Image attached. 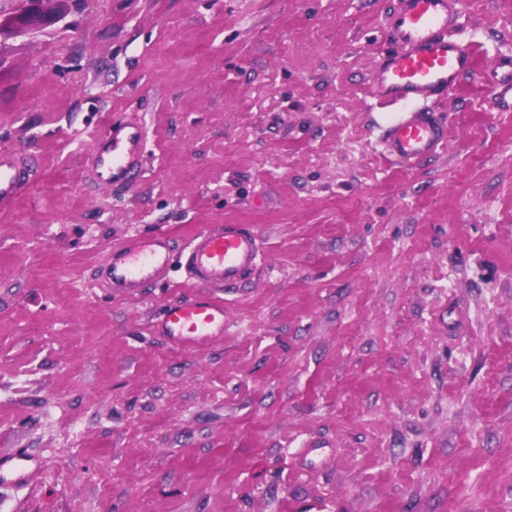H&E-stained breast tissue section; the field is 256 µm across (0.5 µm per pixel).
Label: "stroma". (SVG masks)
<instances>
[{"label": "stroma", "instance_id": "stroma-1", "mask_svg": "<svg viewBox=\"0 0 512 512\" xmlns=\"http://www.w3.org/2000/svg\"><path fill=\"white\" fill-rule=\"evenodd\" d=\"M394 0H71L0 39V455L39 464L0 512H512V0H459L475 72L441 154L378 150L369 74ZM147 129L140 177L89 181L103 131ZM248 224L239 287L184 272L124 295L95 271L132 232L175 247ZM216 297L224 335L154 330ZM492 91L495 100L504 105L512 104V57H499L493 65ZM29 164L17 153L0 151V207L12 203L29 181Z\"/></svg>", "mask_w": 512, "mask_h": 512}]
</instances>
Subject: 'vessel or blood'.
<instances>
[{
    "label": "vessel or blood",
    "instance_id": "1",
    "mask_svg": "<svg viewBox=\"0 0 512 512\" xmlns=\"http://www.w3.org/2000/svg\"><path fill=\"white\" fill-rule=\"evenodd\" d=\"M392 47L378 60L369 83L375 99L399 111L381 131L384 154L410 166L447 147V132L434 105L473 73L476 53L458 34V0H397L384 19ZM492 91L496 101L512 104V57L497 58ZM147 131L128 122L102 133L87 159L90 178L100 186H124L142 171ZM22 156L0 151V207L12 203L29 181ZM172 247L166 232L127 235L99 271L112 289L138 291L167 279ZM189 279L206 288L229 289L261 265L257 234L242 224H217L193 235L182 250ZM158 326L181 346L224 333V303L197 298L168 304Z\"/></svg>",
    "mask_w": 512,
    "mask_h": 512
}]
</instances>
